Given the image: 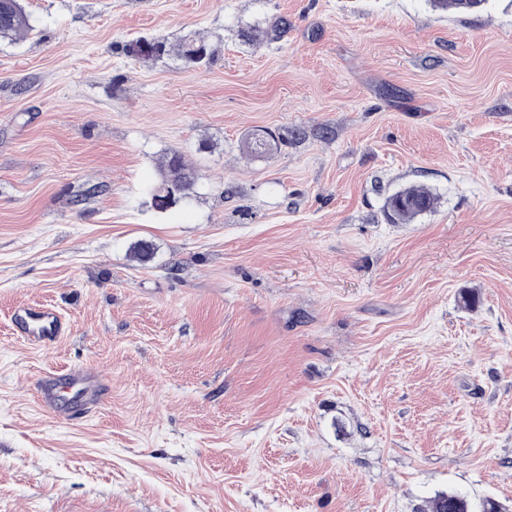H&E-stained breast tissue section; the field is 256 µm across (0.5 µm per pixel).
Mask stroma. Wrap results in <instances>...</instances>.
I'll return each mask as SVG.
<instances>
[{
	"instance_id": "1",
	"label": "stroma",
	"mask_w": 512,
	"mask_h": 512,
	"mask_svg": "<svg viewBox=\"0 0 512 512\" xmlns=\"http://www.w3.org/2000/svg\"><path fill=\"white\" fill-rule=\"evenodd\" d=\"M25 5L0 42V512H512V0ZM189 31L208 68L123 51ZM174 149L199 179L160 212ZM413 184L436 209L389 223ZM22 304L70 333L28 344ZM74 367L100 404L43 409ZM437 10L450 14H470L481 12L488 0H428ZM428 512H474L468 498L457 492L437 495L431 501Z\"/></svg>"
}]
</instances>
